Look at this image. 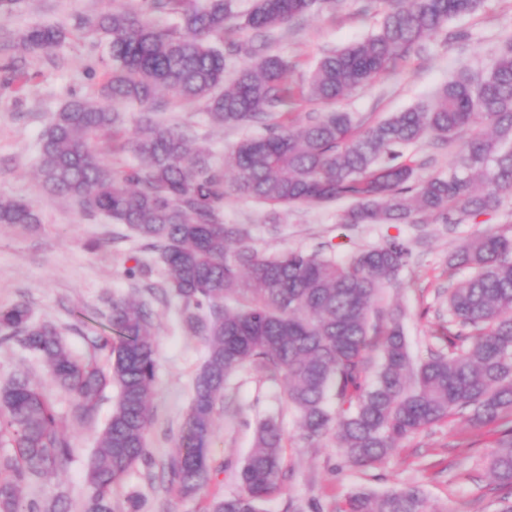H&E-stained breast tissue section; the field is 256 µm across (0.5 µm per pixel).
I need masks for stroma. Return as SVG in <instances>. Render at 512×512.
<instances>
[{
    "label": "stroma",
    "instance_id": "stroma-1",
    "mask_svg": "<svg viewBox=\"0 0 512 512\" xmlns=\"http://www.w3.org/2000/svg\"><path fill=\"white\" fill-rule=\"evenodd\" d=\"M127 0H14L0 13V194L34 204L40 223L23 228L0 224V308L27 304L37 321L58 326L77 356L88 352V339L100 333L112 298H143L142 280L128 277L135 259L149 258L143 242L125 225L103 217L86 216L72 199L46 193L37 177L42 135L52 113L75 97L98 96L107 72L104 42L88 32V22L101 12L123 8ZM384 13L380 4L340 0L335 11H317L277 31L271 53L293 64L289 81L299 86L328 50L367 38ZM37 25L59 28L63 38L46 51L24 49L22 36ZM452 38L439 35L423 53L381 75L368 87L338 99L334 108L373 123L430 98L454 78L461 67L487 68L501 40L512 34V0H483L474 13L453 18ZM25 64L26 76L13 79L12 60ZM138 108L128 109L117 133L96 141L102 160L118 169L135 164L123 143L136 129ZM162 121L193 128L211 162L229 166L235 143L246 130L213 123L203 107L167 108ZM342 200L323 205L298 204L281 211L278 226L268 222V208L227 192L222 212L228 224L250 230V245L265 254L299 249L309 253L333 249L339 259L356 250L396 237L408 245V266L384 292L388 305L404 314V333L413 358L445 348L448 326V290L465 281L470 269H449L450 253L477 230L512 233V211L484 216L482 225L346 224L348 208ZM156 312L157 373L154 421L147 452L162 465L176 452L184 433L194 376L206 347L202 337L187 334L180 322L176 298L154 305ZM19 370L41 385L74 452L64 470L49 474L34 485H23L25 498L67 496L79 508L88 494L87 459L99 431L112 413L114 389H106L91 418L73 414L69 394L53 385L43 362L15 344L0 343V385ZM272 417L284 437L286 479L280 492L263 503V512H339L360 487L381 492L416 486L422 489L426 512H498L490 493L494 480L487 469L496 434L456 416L431 426L400 447L381 465L358 467L347 462L333 438L306 440L297 413L285 397L284 378H271L253 369L237 372L219 402L215 425L207 441L212 467L208 494L236 490L237 473L248 454L257 423ZM143 496L149 512H202L204 498H181L161 482L149 481L144 467L130 471L117 488L118 496Z\"/></svg>",
    "mask_w": 512,
    "mask_h": 512
}]
</instances>
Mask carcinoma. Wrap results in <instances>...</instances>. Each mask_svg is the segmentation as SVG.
I'll return each mask as SVG.
<instances>
[{
    "instance_id": "carcinoma-1",
    "label": "carcinoma",
    "mask_w": 512,
    "mask_h": 512,
    "mask_svg": "<svg viewBox=\"0 0 512 512\" xmlns=\"http://www.w3.org/2000/svg\"><path fill=\"white\" fill-rule=\"evenodd\" d=\"M387 5L366 40L323 55L303 95L331 103L370 84L427 42L448 22L476 11L480 0H378ZM336 0H133L99 14L89 27L108 40L111 64L97 100L73 98L43 133L39 171L49 192L75 200L89 216L126 225L165 270L162 292L181 302L180 319L206 343L193 380L186 435L166 469L171 488L199 495L211 480L206 452L216 405L236 372L254 368L288 379L289 405L310 438L333 434L347 460L359 467L382 462L403 440L454 415L494 425L499 439L488 456L501 512H512V235L477 233L449 256L451 267L471 277L448 290V352L415 360L399 311L382 305L383 290L409 263L397 239L352 253L288 250L267 256L248 245L249 233L223 221L224 170L199 148L197 135L153 119L170 103L204 104L209 116L230 126H260L232 153V189L271 209L351 201L344 224L477 223L512 207V36L485 71H462L430 103L370 126L349 112H313L295 128L275 109L288 104L292 64L269 54L266 38ZM179 18L160 27L149 15ZM249 37H241L242 33ZM61 32L36 26L23 37L31 51L47 50ZM231 80H226L228 70ZM143 108L126 147L138 164L116 171L98 157L93 140L124 122V108ZM494 129L472 133L445 174L422 178L408 150L424 137L453 145L477 122ZM35 206L0 195V224H39ZM151 302L114 298L103 333L77 357L58 328L36 323L24 303L0 309V342L37 355L52 380L91 417L109 386L115 408L97 437L81 512H144L135 497L119 500L114 488L146 462L154 418L157 368ZM380 360L370 370L369 355ZM284 435L277 420H261L254 446L239 470L240 488L214 496L206 512H260L279 489ZM0 512H71L64 495L23 501L19 487L64 468L72 439L53 405L25 371L0 386ZM340 512H425L417 486L377 493L360 488Z\"/></svg>"
}]
</instances>
